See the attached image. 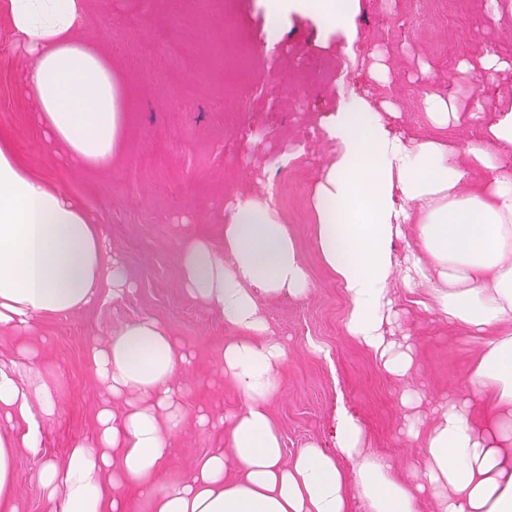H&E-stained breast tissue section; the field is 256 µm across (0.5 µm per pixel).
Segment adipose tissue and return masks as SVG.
Segmentation results:
<instances>
[{"label":"adipose tissue","instance_id":"ef3b65f1","mask_svg":"<svg viewBox=\"0 0 512 512\" xmlns=\"http://www.w3.org/2000/svg\"><path fill=\"white\" fill-rule=\"evenodd\" d=\"M273 7L328 24L358 11L356 0H274ZM0 21L30 62L25 90L47 144L68 167L111 171L129 100L111 59L86 35L88 0H0ZM425 110L435 126L463 122L478 134L460 144L413 141L396 131L394 110L375 111L362 97L338 101L321 124L333 160L312 193L315 243L348 301L345 329L405 383V433L420 442L408 475L366 453L365 429L345 409L336 446L351 470L314 443L284 463L268 406L282 390L288 346L272 335L258 302L304 299L313 283L280 212L250 196L222 220L221 247L190 236L178 251L183 288L236 330L217 366L242 398L226 449L157 487L187 419L180 375L191 353L157 319L142 317L92 349L103 391L97 425L65 466H43L46 512H136L129 485L151 512H350L355 497L366 512H421L426 501L435 512H512V104L491 122L481 108L462 113L436 95ZM407 230L412 241L400 258L394 244ZM105 243V226L0 138V331L28 336L43 317L122 296L127 271ZM398 275L412 287L429 285L431 308L482 341L429 425L422 392L406 383L412 348L384 333L398 317L389 293ZM32 357L23 347L10 366L0 365V411L27 424L21 436L0 433V512H20L15 450L39 447L38 417L55 411L50 392L28 384Z\"/></svg>","mask_w":512,"mask_h":512}]
</instances>
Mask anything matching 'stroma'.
<instances>
[{"label": "stroma", "instance_id": "obj_1", "mask_svg": "<svg viewBox=\"0 0 512 512\" xmlns=\"http://www.w3.org/2000/svg\"><path fill=\"white\" fill-rule=\"evenodd\" d=\"M267 2L205 0L197 8L188 0H89L87 35L110 54L131 99L123 153L109 173L70 170L45 147L19 84L27 63L0 23V135L105 224L133 283L120 301L43 318L30 337L0 332V360L30 347L32 369L57 404L42 422V447L16 451L22 512H45L42 466L63 462L92 431L98 387L90 350L126 324L155 317L190 346L187 412L240 410L231 383L210 382L232 330L182 288L177 253L184 237L211 234L245 194L271 193L313 282L305 299L261 304L273 334L288 344L284 389L270 404L285 459L312 442L335 451L342 408L362 421L370 453L400 471L420 459L419 442L401 433L402 385L346 332L347 299L315 245L311 193L332 159L320 124L337 97L364 96L376 107L392 102L395 124L409 137H469L460 126L435 127L424 99L437 94L489 114L512 101V68L488 76L468 67L488 52L512 58V0H497L493 11L486 0H358L350 29L323 28L299 14L274 20ZM377 61L386 67L381 83L370 76ZM288 152L294 160L274 167ZM390 291L415 347L411 381L438 400L462 377L478 343L420 307L425 290L408 291L397 278ZM316 344L323 354L313 352ZM224 444L223 429L185 427L161 484L182 480Z\"/></svg>", "mask_w": 512, "mask_h": 512}]
</instances>
